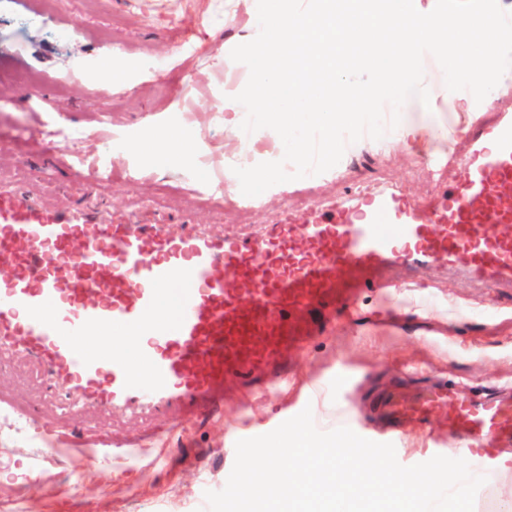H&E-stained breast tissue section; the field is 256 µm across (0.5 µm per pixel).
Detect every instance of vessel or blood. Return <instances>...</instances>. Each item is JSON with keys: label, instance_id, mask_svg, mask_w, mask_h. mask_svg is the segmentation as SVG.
<instances>
[{"label": "vessel or blood", "instance_id": "vessel-or-blood-1", "mask_svg": "<svg viewBox=\"0 0 512 512\" xmlns=\"http://www.w3.org/2000/svg\"><path fill=\"white\" fill-rule=\"evenodd\" d=\"M448 156L463 175L439 197L360 190L257 235L117 224L104 210L47 216L25 192L0 191V255L12 265L0 277V368L38 398L0 391V407L60 429L84 416L107 456L117 418L152 439L176 419L222 414L227 387L263 395L287 383V349L304 350L340 308L380 291L382 268L442 260L512 284V108L470 125ZM91 329L111 354L82 346ZM371 403L390 434L433 419L466 455L512 444V391L463 397L433 379Z\"/></svg>", "mask_w": 512, "mask_h": 512}]
</instances>
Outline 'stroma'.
Masks as SVG:
<instances>
[{
	"label": "stroma",
	"mask_w": 512,
	"mask_h": 512,
	"mask_svg": "<svg viewBox=\"0 0 512 512\" xmlns=\"http://www.w3.org/2000/svg\"><path fill=\"white\" fill-rule=\"evenodd\" d=\"M256 2L0 0V185L23 187L50 212L104 208L255 234L285 213H313L360 186L426 199L456 180L457 165L437 173L429 164L460 133L450 103L437 98L406 101L401 115L428 114L447 138L408 148L381 139L348 144L319 177L268 188L259 210L220 193L219 185L237 184L234 167L283 156L265 129L253 132L249 152L231 150L243 132L224 125L225 75L242 85L249 77L230 52L241 28L258 32ZM63 28L74 37L58 38ZM104 81L114 106L102 112L92 100ZM162 130L187 145L190 158L158 149ZM92 166L110 178L92 179ZM383 279L388 292L343 308L329 334L297 355L288 388L228 393L223 415L175 431L163 464L149 450L86 458L48 427L34 430L0 412V512H208L204 493L224 488L237 440L269 433L307 407L319 430L346 426L392 442L402 465L447 454L444 431L430 425L388 438L367 399L410 370L421 378L443 373L464 394L512 383V286L488 285L441 262L417 271L411 288L395 268ZM339 373L348 375L345 385H333ZM468 463L486 478L474 512H500L512 496V447Z\"/></svg>",
	"instance_id": "1"
}]
</instances>
